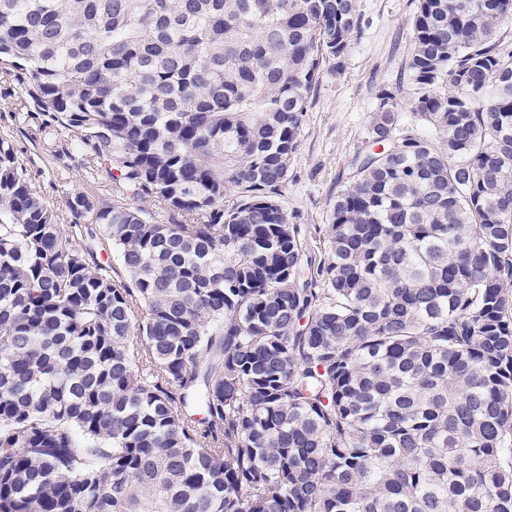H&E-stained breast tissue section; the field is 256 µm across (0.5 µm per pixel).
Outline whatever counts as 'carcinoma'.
<instances>
[{
    "label": "carcinoma",
    "instance_id": "cac0c4a2",
    "mask_svg": "<svg viewBox=\"0 0 512 512\" xmlns=\"http://www.w3.org/2000/svg\"><path fill=\"white\" fill-rule=\"evenodd\" d=\"M509 23L418 0L319 259L277 195L358 0H0L112 181L51 204L0 135V512H512Z\"/></svg>",
    "mask_w": 512,
    "mask_h": 512
}]
</instances>
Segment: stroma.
<instances>
[{"mask_svg":"<svg viewBox=\"0 0 512 512\" xmlns=\"http://www.w3.org/2000/svg\"><path fill=\"white\" fill-rule=\"evenodd\" d=\"M361 35L343 70L323 69L292 156L288 180L278 200L292 223L305 229L311 246L325 243L332 206L348 183L352 161L369 149L367 127L381 89L407 82L405 73L416 0H358ZM14 81L0 75V135L10 137L21 161H34L42 173L37 191L61 202L66 193L108 188L107 175L89 178L77 161L63 163L29 140L24 115L14 112Z\"/></svg>","mask_w":512,"mask_h":512,"instance_id":"1","label":"stroma"}]
</instances>
